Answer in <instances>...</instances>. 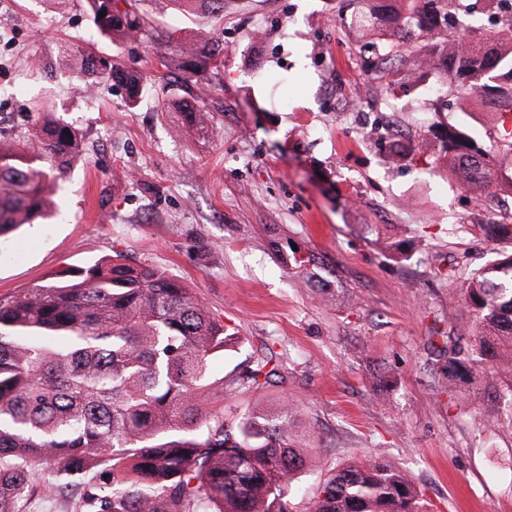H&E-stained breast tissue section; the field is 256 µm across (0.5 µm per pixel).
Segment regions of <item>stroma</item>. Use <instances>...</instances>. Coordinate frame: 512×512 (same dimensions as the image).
I'll return each mask as SVG.
<instances>
[{"mask_svg":"<svg viewBox=\"0 0 512 512\" xmlns=\"http://www.w3.org/2000/svg\"><path fill=\"white\" fill-rule=\"evenodd\" d=\"M370 0H224L183 14L139 0L140 14L181 40L223 47L222 65L185 79L157 50L94 27L86 0H0V137L24 145L34 97L79 132L60 212L0 239V296L114 253L184 281L240 341L216 362L224 416L286 394L307 434V463L288 495L305 512L320 482L353 459L409 473L419 512H512V349L449 394L437 337L471 336L462 299L479 268L512 254L485 226L512 213V193L464 186L440 153L446 125L485 142L495 106L445 94L439 55L410 82L396 64L381 93L363 40ZM89 45L147 80L136 107L100 80L94 97L60 47ZM205 114L182 125L183 104ZM315 254L312 277L279 251ZM273 355L282 381L258 394L233 378ZM391 374L388 394L376 379Z\"/></svg>","mask_w":512,"mask_h":512,"instance_id":"stroma-1","label":"stroma"}]
</instances>
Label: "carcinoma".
Returning <instances> with one entry per match:
<instances>
[{
	"label": "carcinoma",
	"mask_w": 512,
	"mask_h": 512,
	"mask_svg": "<svg viewBox=\"0 0 512 512\" xmlns=\"http://www.w3.org/2000/svg\"><path fill=\"white\" fill-rule=\"evenodd\" d=\"M87 0L102 34L174 46L178 68L195 75L214 67L223 49L183 44L148 27L138 0ZM105 13L99 17V13ZM471 15L469 0H402L396 20L408 36L428 40L448 29L442 55L445 90L461 101L481 97L512 112V39L494 32L456 47V30ZM93 90L105 77L134 106L142 76L118 66L104 71L84 47L65 45ZM385 57L412 69L420 57L410 39L385 44ZM19 152L0 141V238L47 217L77 149L76 129L42 101L33 106ZM452 170L495 193L501 161L512 155V130L478 144L448 125L441 145ZM493 238L512 236V214L490 222ZM312 254L291 251L285 267L307 274ZM463 301L477 335L470 348L448 337V388L471 380L478 363L512 343V256L477 271ZM239 342L183 281L123 255L66 269L18 295L0 297V512L40 489L44 499L78 493L83 512H289L288 489L305 465L297 406L280 397L224 419V377L216 359ZM268 357L237 379L264 389L278 376ZM412 478L384 461L351 462L309 499L306 512H416Z\"/></svg>",
	"instance_id": "1"
}]
</instances>
